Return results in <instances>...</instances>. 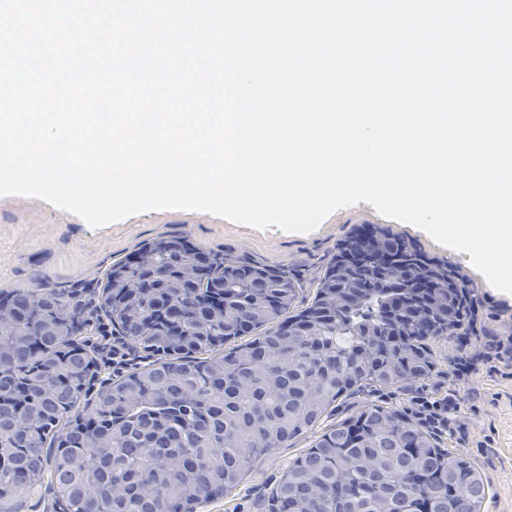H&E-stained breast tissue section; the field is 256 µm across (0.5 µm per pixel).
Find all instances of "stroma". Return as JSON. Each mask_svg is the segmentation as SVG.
<instances>
[{"mask_svg":"<svg viewBox=\"0 0 512 512\" xmlns=\"http://www.w3.org/2000/svg\"><path fill=\"white\" fill-rule=\"evenodd\" d=\"M383 228L437 263L450 266L481 302V319L471 340L475 349L493 337L512 336V300L495 292L469 264L466 254L435 242L411 224L386 217L367 203L340 209L306 233L277 227L257 230L225 218L185 210H155L94 228L82 218L31 197H0V290L41 286L64 294L82 309L81 340L95 344L110 320L102 307V277L112 263L141 245L167 235H182L206 252L228 259H245L288 272L300 290V300L313 297L318 280L336 246L353 230ZM437 372L426 387L455 395L459 410L439 444L466 453L490 486L481 512H512V378L472 371L465 380L453 375L459 353L456 337L437 340ZM414 388H364L342 399L336 418L368 403L407 411ZM303 438L262 460L231 494L198 512H265L264 502L289 461L308 448Z\"/></svg>","mask_w":512,"mask_h":512,"instance_id":"35a3bbf8","label":"stroma"}]
</instances>
